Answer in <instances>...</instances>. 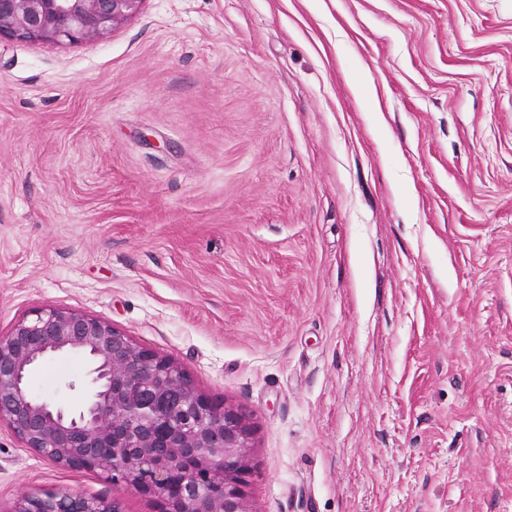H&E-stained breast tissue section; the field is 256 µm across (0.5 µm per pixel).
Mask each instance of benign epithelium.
Listing matches in <instances>:
<instances>
[{
    "label": "benign epithelium",
    "mask_w": 512,
    "mask_h": 512,
    "mask_svg": "<svg viewBox=\"0 0 512 512\" xmlns=\"http://www.w3.org/2000/svg\"><path fill=\"white\" fill-rule=\"evenodd\" d=\"M145 0H0V41H97ZM71 352L90 365L72 411L32 388L33 372ZM0 421L43 458L100 472L157 497L162 512H251V427L239 407L202 394L173 358L82 311H34L0 336ZM11 512H123L74 491L21 494Z\"/></svg>",
    "instance_id": "obj_1"
}]
</instances>
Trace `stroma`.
<instances>
[{"label":"stroma","instance_id":"stroma-1","mask_svg":"<svg viewBox=\"0 0 512 512\" xmlns=\"http://www.w3.org/2000/svg\"><path fill=\"white\" fill-rule=\"evenodd\" d=\"M76 309L242 408L251 512H512V0H145L0 42V334ZM79 355L47 360L43 397ZM68 489L0 422V512Z\"/></svg>","mask_w":512,"mask_h":512}]
</instances>
